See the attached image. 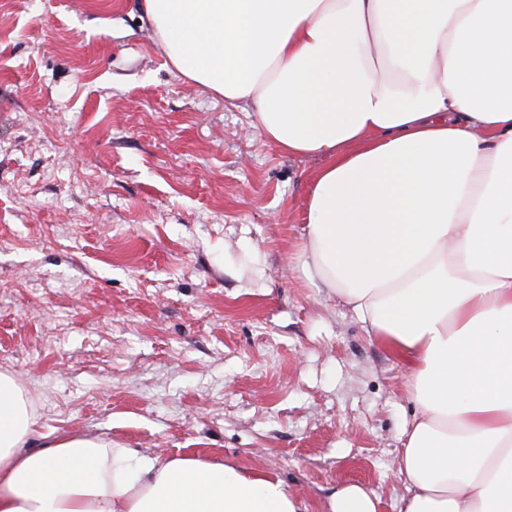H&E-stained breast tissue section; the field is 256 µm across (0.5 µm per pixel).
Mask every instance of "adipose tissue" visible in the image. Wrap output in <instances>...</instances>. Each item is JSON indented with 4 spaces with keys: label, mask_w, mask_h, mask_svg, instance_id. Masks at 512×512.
I'll return each instance as SVG.
<instances>
[{
    "label": "adipose tissue",
    "mask_w": 512,
    "mask_h": 512,
    "mask_svg": "<svg viewBox=\"0 0 512 512\" xmlns=\"http://www.w3.org/2000/svg\"><path fill=\"white\" fill-rule=\"evenodd\" d=\"M169 67L323 159L293 268L407 366L405 512H512V0H142ZM0 371V512H308L231 462L64 434Z\"/></svg>",
    "instance_id": "adipose-tissue-1"
}]
</instances>
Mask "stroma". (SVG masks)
<instances>
[{"label":"stroma","mask_w":512,"mask_h":512,"mask_svg":"<svg viewBox=\"0 0 512 512\" xmlns=\"http://www.w3.org/2000/svg\"><path fill=\"white\" fill-rule=\"evenodd\" d=\"M321 166L173 72L140 0H0V370L40 434L403 512L406 366L291 270ZM379 499L374 492L356 483L338 487L330 498L327 512H378Z\"/></svg>","instance_id":"stroma-1"}]
</instances>
